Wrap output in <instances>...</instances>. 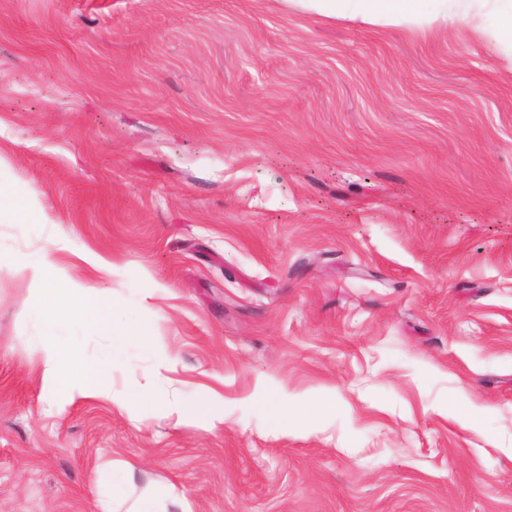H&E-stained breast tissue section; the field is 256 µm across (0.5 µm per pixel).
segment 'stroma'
<instances>
[{"mask_svg": "<svg viewBox=\"0 0 512 512\" xmlns=\"http://www.w3.org/2000/svg\"><path fill=\"white\" fill-rule=\"evenodd\" d=\"M447 5L0 0V183L51 218L0 224V512H512V0ZM61 236L168 361L129 341L131 411L44 377L111 351L9 264ZM355 1L354 17L376 22L383 20L390 23L423 24L435 20L441 14L442 2L446 0H317L328 13L336 14V2ZM434 1L429 9L426 2Z\"/></svg>", "mask_w": 512, "mask_h": 512, "instance_id": "1", "label": "stroma"}]
</instances>
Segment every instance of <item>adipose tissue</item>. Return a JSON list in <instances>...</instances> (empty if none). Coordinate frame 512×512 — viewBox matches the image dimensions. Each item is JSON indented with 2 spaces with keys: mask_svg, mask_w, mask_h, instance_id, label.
<instances>
[{
  "mask_svg": "<svg viewBox=\"0 0 512 512\" xmlns=\"http://www.w3.org/2000/svg\"><path fill=\"white\" fill-rule=\"evenodd\" d=\"M355 13L363 20L422 24L435 20L440 6L427 0H355ZM40 311L47 321L66 322L81 328L87 325L104 329L112 338V356H119L132 335L129 325L116 319L94 288L74 284L67 288L53 285L41 289ZM47 374L69 396L89 398L105 394L110 379L109 362L79 364L69 360L64 350L48 346L43 350Z\"/></svg>",
  "mask_w": 512,
  "mask_h": 512,
  "instance_id": "1",
  "label": "adipose tissue"
}]
</instances>
